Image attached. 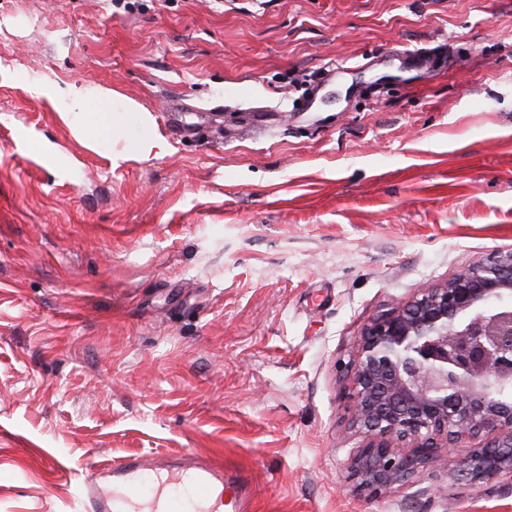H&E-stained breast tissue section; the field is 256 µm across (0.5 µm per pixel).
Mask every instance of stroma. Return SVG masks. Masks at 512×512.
<instances>
[{"label":"stroma","mask_w":512,"mask_h":512,"mask_svg":"<svg viewBox=\"0 0 512 512\" xmlns=\"http://www.w3.org/2000/svg\"><path fill=\"white\" fill-rule=\"evenodd\" d=\"M40 81L135 99L164 152L112 167ZM510 247L512 0H0V512H86L157 452L245 471L253 512H512L457 452L366 498L336 370Z\"/></svg>","instance_id":"35a3bbf8"}]
</instances>
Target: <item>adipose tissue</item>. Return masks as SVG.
Returning a JSON list of instances; mask_svg holds the SVG:
<instances>
[{
  "label": "adipose tissue",
  "mask_w": 512,
  "mask_h": 512,
  "mask_svg": "<svg viewBox=\"0 0 512 512\" xmlns=\"http://www.w3.org/2000/svg\"><path fill=\"white\" fill-rule=\"evenodd\" d=\"M30 95L63 103L61 119L87 148L104 154L112 166L160 155L165 144L150 112L131 98L106 87L81 84L29 86Z\"/></svg>",
  "instance_id": "ef3b65f1"
}]
</instances>
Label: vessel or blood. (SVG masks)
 Instances as JSON below:
<instances>
[{
	"mask_svg": "<svg viewBox=\"0 0 512 512\" xmlns=\"http://www.w3.org/2000/svg\"><path fill=\"white\" fill-rule=\"evenodd\" d=\"M223 487L227 512H247L251 498L248 477L216 462L192 455L147 454L99 466L84 487L86 512H116L114 491L123 487L148 503L149 512H195L214 487Z\"/></svg>",
	"mask_w": 512,
	"mask_h": 512,
	"instance_id": "vessel-or-blood-1",
	"label": "vessel or blood"
}]
</instances>
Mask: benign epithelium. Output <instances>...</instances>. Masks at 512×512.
Instances as JSON below:
<instances>
[{
  "label": "benign epithelium",
  "mask_w": 512,
  "mask_h": 512,
  "mask_svg": "<svg viewBox=\"0 0 512 512\" xmlns=\"http://www.w3.org/2000/svg\"><path fill=\"white\" fill-rule=\"evenodd\" d=\"M336 368L364 438L347 479L368 497L470 441L457 479L512 477V249L371 319Z\"/></svg>",
  "instance_id": "benign-epithelium-1"
}]
</instances>
